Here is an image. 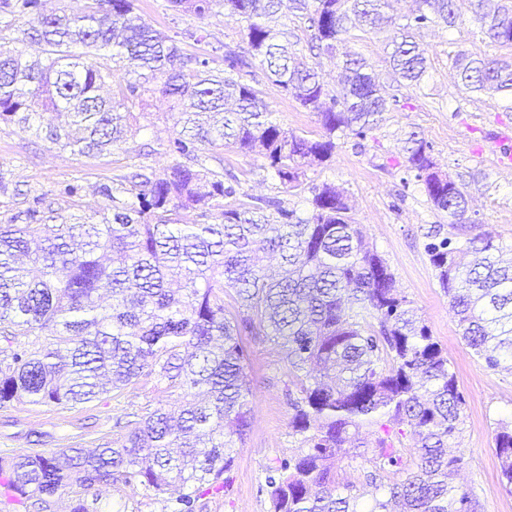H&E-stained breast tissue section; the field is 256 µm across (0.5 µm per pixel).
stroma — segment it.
<instances>
[{
	"label": "stroma",
	"mask_w": 512,
	"mask_h": 512,
	"mask_svg": "<svg viewBox=\"0 0 512 512\" xmlns=\"http://www.w3.org/2000/svg\"><path fill=\"white\" fill-rule=\"evenodd\" d=\"M139 13L153 27L173 35L186 30L206 34L200 52L218 56L223 46L243 51L241 25L223 7L205 17L167 10L166 0H136ZM460 17L454 27H422L418 39L426 50L427 70L419 85L395 82L383 35L350 29L344 51L364 59L392 100L380 129L366 138L337 136L331 159L307 168L297 190L285 192L259 156H245L229 147L212 148L213 156L237 178L232 202L248 205L261 197L280 198L285 206L305 211L313 186L330 182L345 191L351 217L367 241L391 267L396 286L411 301L422 322L439 343L456 375L465 400L461 437L453 451L465 465L457 485L473 489L478 512H512V494L500 484V462L494 452L498 420L512 416V373L493 370L460 338L447 296L424 249L431 225L447 223L446 214L427 200L420 182L405 167L400 138L414 130L430 145L431 154L459 184L469 201L472 221L503 244H512V112L502 94L468 92L458 83L452 56L466 51L488 59L512 55V47L491 42L470 20L469 0H458ZM263 101L287 130L319 132L318 117L282 88L256 74ZM176 113L162 94L149 99L140 129L123 149L97 157L74 156L51 142L0 125V172L22 191L53 195L57 183L75 180L82 187L77 200L55 197V207H75L89 216L99 206L96 186L104 179L148 165L162 170L166 157L158 143L173 131ZM249 357L252 417L243 443L232 449L233 463L224 474V490L201 496L200 512H270L266 468L296 453L289 427L288 362L264 336L244 339ZM178 390L143 378L119 394L61 408L10 403L0 406V457L17 452H52L75 445L94 448L118 438L116 420L143 415L158 407H174ZM97 512H171L170 504L122 482L98 495Z\"/></svg>",
	"instance_id": "1"
}]
</instances>
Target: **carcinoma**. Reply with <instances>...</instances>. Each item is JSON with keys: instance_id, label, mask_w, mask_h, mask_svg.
<instances>
[{"instance_id": "cac0c4a2", "label": "carcinoma", "mask_w": 512, "mask_h": 512, "mask_svg": "<svg viewBox=\"0 0 512 512\" xmlns=\"http://www.w3.org/2000/svg\"><path fill=\"white\" fill-rule=\"evenodd\" d=\"M167 2L200 18L223 4L238 16L248 50L224 47L216 67L154 29L134 0H85L78 15L48 14L44 0H0V33L16 44L0 49V125L90 156L122 149L150 94L170 98L178 112L160 144L171 159L163 176L143 167L100 183L97 220L65 215L37 195L0 223V406H74L142 377L182 394L178 415L156 408L92 451L0 457V497L52 512L66 487L88 493L124 481L175 512H196L192 486L224 489L230 448L249 426L242 336L262 333L288 361L297 392L289 427L301 448L266 477L272 512H477L473 491L454 482L463 456L448 452L465 405L456 375L353 224L348 196L314 186L304 216L274 198L235 206L224 203L235 187L207 166L209 148L230 145L260 155L295 190L304 168L331 157L336 132L364 138L388 111L362 59L345 56L341 90L329 91L299 59L283 6L310 15L312 47L331 58L355 24L390 28V64L416 86L426 57L414 32L455 26L456 0H413L402 24L386 15L389 0ZM21 16L28 27L16 25ZM472 16L493 42L512 46V8L472 0ZM78 44L86 51L76 52ZM119 64L126 78L116 82ZM452 64L466 90L512 97V62L460 51ZM256 69L318 115L320 138L277 123L248 81ZM42 110L57 115L45 131L35 124ZM404 143L406 167L448 215V225L429 228L425 249L463 339L487 367L512 372V245L468 223L465 193L418 133ZM190 210L206 222L181 223ZM226 288L238 300L232 311ZM380 418L387 422L369 462L401 477L382 488L368 475L365 485L377 493L366 500L337 481L336 457L359 447L361 430ZM401 425L417 445L408 460L398 448L404 431L394 430ZM494 451L512 493V419L497 422Z\"/></svg>"}]
</instances>
